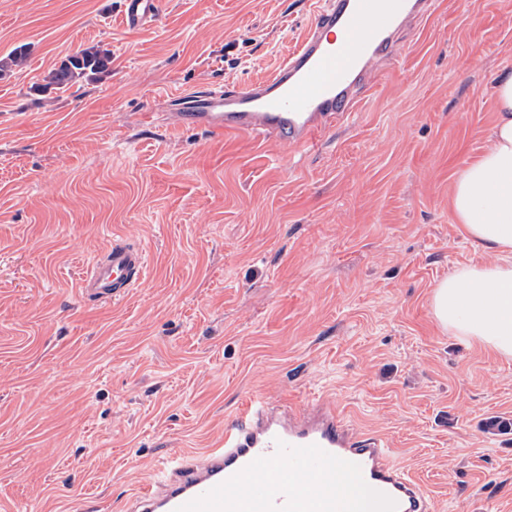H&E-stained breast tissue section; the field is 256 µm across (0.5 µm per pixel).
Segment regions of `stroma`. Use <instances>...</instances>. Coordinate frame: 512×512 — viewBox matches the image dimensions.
Wrapping results in <instances>:
<instances>
[{"instance_id":"obj_1","label":"stroma","mask_w":512,"mask_h":512,"mask_svg":"<svg viewBox=\"0 0 512 512\" xmlns=\"http://www.w3.org/2000/svg\"><path fill=\"white\" fill-rule=\"evenodd\" d=\"M319 0H0V512H128L150 468L216 444L250 398L335 404L433 512H512V360L440 328L437 283L496 262L448 189L487 146L512 0H435L312 150L172 123L179 97L265 80ZM108 73L47 89L77 51ZM141 288L83 300L121 233ZM161 0H124L122 20L138 29L156 24L161 14Z\"/></svg>"}]
</instances>
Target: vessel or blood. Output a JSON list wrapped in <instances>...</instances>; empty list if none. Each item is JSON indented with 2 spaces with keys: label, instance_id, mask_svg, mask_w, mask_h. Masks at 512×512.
<instances>
[{
  "label": "vessel or blood",
  "instance_id": "vessel-or-blood-1",
  "mask_svg": "<svg viewBox=\"0 0 512 512\" xmlns=\"http://www.w3.org/2000/svg\"><path fill=\"white\" fill-rule=\"evenodd\" d=\"M431 0H325L306 37L265 81L207 88L185 97L176 120L218 135L271 134L311 148L349 114L374 66L395 51L398 33ZM161 0H123L122 20L156 24ZM148 256L129 235L88 266L82 296L102 303L139 285ZM134 512H430V497L376 436L351 430L335 406L310 410L248 400L203 455L154 467Z\"/></svg>",
  "mask_w": 512,
  "mask_h": 512
}]
</instances>
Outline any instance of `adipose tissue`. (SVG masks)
<instances>
[{"label": "adipose tissue", "mask_w": 512, "mask_h": 512, "mask_svg": "<svg viewBox=\"0 0 512 512\" xmlns=\"http://www.w3.org/2000/svg\"><path fill=\"white\" fill-rule=\"evenodd\" d=\"M455 223L499 257L462 265L432 294L436 322L512 358V71L495 80V119L489 144L456 175L448 192Z\"/></svg>", "instance_id": "obj_1"}]
</instances>
